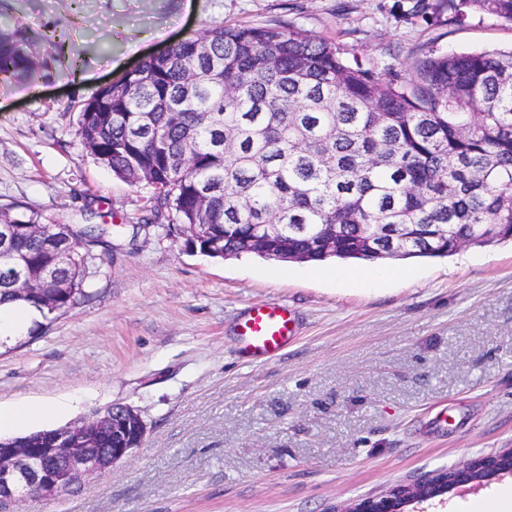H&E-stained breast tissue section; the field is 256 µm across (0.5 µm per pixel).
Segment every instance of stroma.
I'll use <instances>...</instances> for the list:
<instances>
[{"instance_id": "35a3bbf8", "label": "stroma", "mask_w": 512, "mask_h": 512, "mask_svg": "<svg viewBox=\"0 0 512 512\" xmlns=\"http://www.w3.org/2000/svg\"><path fill=\"white\" fill-rule=\"evenodd\" d=\"M416 0H0L30 76L0 81V213L108 224L106 263L67 314L0 354V406L62 402L52 427L123 404L148 427L112 471L35 512H333L390 485L512 448V243L393 260L360 286L330 268L217 259L137 228L149 189L99 164L79 111L142 58L216 24L284 22L379 75L416 54L512 47V23L463 25ZM287 304L294 334L245 360L238 323ZM512 477L428 512H474Z\"/></svg>"}]
</instances>
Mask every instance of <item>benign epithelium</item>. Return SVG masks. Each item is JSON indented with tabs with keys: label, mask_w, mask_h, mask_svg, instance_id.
Instances as JSON below:
<instances>
[{
	"label": "benign epithelium",
	"mask_w": 512,
	"mask_h": 512,
	"mask_svg": "<svg viewBox=\"0 0 512 512\" xmlns=\"http://www.w3.org/2000/svg\"><path fill=\"white\" fill-rule=\"evenodd\" d=\"M35 226L0 224V245L9 249L19 234L35 235ZM11 266L18 270L13 278L15 292L23 297L35 291L38 279L29 274L23 255L11 252ZM147 426L138 410L123 406L97 410L91 416L66 427L10 441L0 440V503L12 508L24 502H40L59 497L77 482L113 468L134 447V439L146 435ZM112 434L108 454L96 449L98 439ZM65 460L60 467L46 464L49 457ZM512 475V448L481 455L448 469L428 473L413 482L398 483L388 489L361 496L341 512H407V507L444 496L469 484Z\"/></svg>",
	"instance_id": "1"
}]
</instances>
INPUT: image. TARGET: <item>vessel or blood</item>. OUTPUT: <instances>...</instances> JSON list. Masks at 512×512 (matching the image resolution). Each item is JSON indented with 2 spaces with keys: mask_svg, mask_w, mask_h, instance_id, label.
<instances>
[{
  "mask_svg": "<svg viewBox=\"0 0 512 512\" xmlns=\"http://www.w3.org/2000/svg\"><path fill=\"white\" fill-rule=\"evenodd\" d=\"M294 316L286 304L262 302L252 305L239 324L244 349L252 356L272 358L288 344Z\"/></svg>",
  "mask_w": 512,
  "mask_h": 512,
  "instance_id": "obj_1",
  "label": "vessel or blood"
}]
</instances>
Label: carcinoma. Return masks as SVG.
I'll use <instances>...</instances> for the list:
<instances>
[{
    "label": "carcinoma",
    "mask_w": 512,
    "mask_h": 512,
    "mask_svg": "<svg viewBox=\"0 0 512 512\" xmlns=\"http://www.w3.org/2000/svg\"><path fill=\"white\" fill-rule=\"evenodd\" d=\"M512 22V0H440L434 14ZM34 67L0 31V79ZM408 81L288 24H216L149 56L84 104L78 135L94 159L152 190L144 226L204 224L194 251L300 263L444 258L512 239V51L424 53ZM41 234L16 240L31 266L72 259L24 304L44 319L86 297L98 224L23 215ZM336 237L320 242L323 225ZM272 227L265 246L258 231Z\"/></svg>",
    "instance_id": "cac0c4a2"
}]
</instances>
